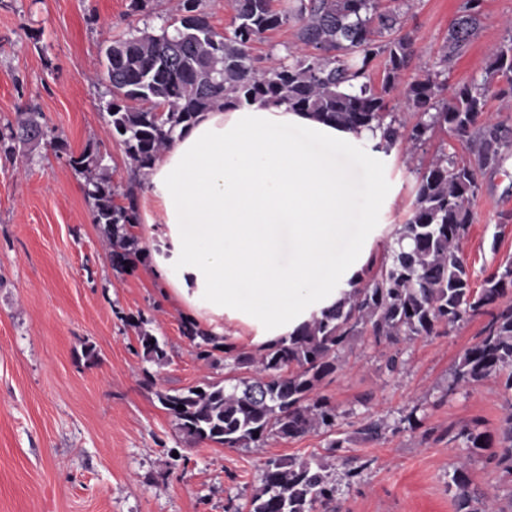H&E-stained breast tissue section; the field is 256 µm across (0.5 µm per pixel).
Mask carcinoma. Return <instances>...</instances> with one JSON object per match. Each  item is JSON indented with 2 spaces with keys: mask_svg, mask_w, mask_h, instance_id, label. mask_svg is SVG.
I'll return each instance as SVG.
<instances>
[{
  "mask_svg": "<svg viewBox=\"0 0 512 512\" xmlns=\"http://www.w3.org/2000/svg\"><path fill=\"white\" fill-rule=\"evenodd\" d=\"M231 28L217 32L202 0H177L171 28L154 32L149 25L112 39L106 51L105 81L110 99L107 123L124 147L130 178L124 191L114 185L97 151L88 147L69 157L84 176L94 223L112 244V265L124 272L142 253L130 228L138 223L137 189L154 161L170 147L175 129L199 112L230 102L257 99L286 103L294 111L313 112L353 132L381 130L378 152L401 144L414 157L424 151L436 131L457 137L468 157L445 151L416 167L417 187L409 216L396 232L381 261L372 258L348 282L350 290L332 311L304 322L293 335L258 354L241 351L224 336H208L185 320L182 335L195 358L214 368L224 354L244 378H226L174 393L157 391L161 406L180 432L194 443L226 448H262L268 440H289L309 433L330 437L327 451L344 449L335 437L341 416L322 383L339 369L340 351L365 332L377 341L400 336L412 340L442 333L467 315L489 320L478 342L463 350L456 383L501 381L512 390V306L494 311L512 293V261L487 275L481 288L471 285L459 244L474 220L479 177L499 165L512 150V132L483 118L488 99L512 102V36L488 57L480 81L448 89V64L466 53L483 25L481 0H466L448 27L438 69L404 80L416 56L404 31L400 7L383 0H289L278 11L272 0H234ZM285 25L295 40L284 59L272 65L254 54L256 43ZM399 95L392 104L393 94ZM417 116L410 123L406 113ZM41 113L29 109L0 131V149L14 159L17 148L33 145L41 134ZM122 196L124 203L115 202ZM138 328L143 359L162 364L165 344ZM385 431L381 419L359 429L365 441ZM473 454L501 449L512 462V415L493 436L475 429L460 432ZM457 512H505L498 497L470 489L469 463L453 465ZM336 498V482L327 465L297 457H269L261 486L248 512H328Z\"/></svg>",
  "mask_w": 512,
  "mask_h": 512,
  "instance_id": "1",
  "label": "carcinoma"
}]
</instances>
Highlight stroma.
Returning <instances> with one entry per match:
<instances>
[{"label": "stroma", "mask_w": 512, "mask_h": 512, "mask_svg": "<svg viewBox=\"0 0 512 512\" xmlns=\"http://www.w3.org/2000/svg\"><path fill=\"white\" fill-rule=\"evenodd\" d=\"M175 3L154 0L145 18L131 13L129 0H0V128L34 106L44 130L23 168L0 154V512H248L270 457L327 464L340 512H456L448 482L464 456L473 487L512 504V474L470 455L456 438L474 422L497 433L512 413V395L499 381L453 382L482 316L396 344L354 338L321 386L341 412L336 435L347 441L334 455L316 433L272 439L258 451L192 443L160 405L157 392L220 381L229 370L195 359L181 333L190 313L151 278V252L133 273L113 268L69 157L93 146L114 184L126 185L124 150L102 110L105 50L129 28L173 22ZM463 3L409 0L405 29L417 50L411 74L434 68ZM482 12L483 29L450 67L449 86L479 80L490 50L508 36L512 0H483ZM367 153L382 172L387 205L370 212L369 189L355 177L346 236L355 238L372 213L368 254L378 260L408 217L416 175L399 145L372 154L356 143L340 159L349 165ZM459 249L476 288L512 257V155L481 174ZM138 315L165 343V363L143 360L128 323ZM394 354L402 361L396 374L386 369ZM369 416L389 424L379 441L358 433Z\"/></svg>", "instance_id": "35a3bbf8"}]
</instances>
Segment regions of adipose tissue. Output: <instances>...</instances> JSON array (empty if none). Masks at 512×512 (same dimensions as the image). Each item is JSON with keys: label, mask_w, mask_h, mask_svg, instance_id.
I'll use <instances>...</instances> for the list:
<instances>
[{"label": "adipose tissue", "mask_w": 512, "mask_h": 512, "mask_svg": "<svg viewBox=\"0 0 512 512\" xmlns=\"http://www.w3.org/2000/svg\"><path fill=\"white\" fill-rule=\"evenodd\" d=\"M378 140L284 104L200 113L176 128L149 177L153 277L209 333L235 322L259 349L293 333L360 268L365 236L338 248L354 180L336 155Z\"/></svg>", "instance_id": "1"}]
</instances>
